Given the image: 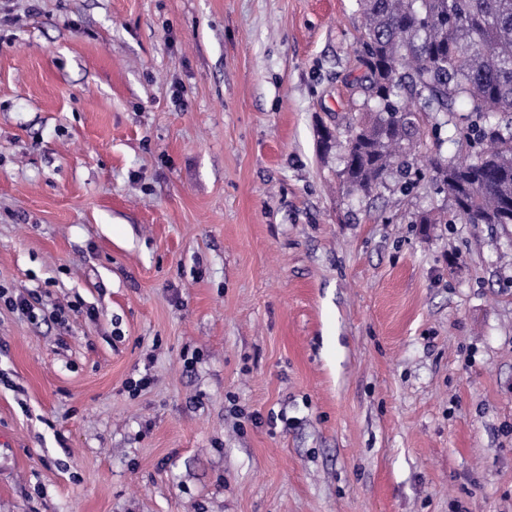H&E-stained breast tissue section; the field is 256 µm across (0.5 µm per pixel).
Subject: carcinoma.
<instances>
[{"label": "carcinoma", "instance_id": "carcinoma-1", "mask_svg": "<svg viewBox=\"0 0 512 512\" xmlns=\"http://www.w3.org/2000/svg\"><path fill=\"white\" fill-rule=\"evenodd\" d=\"M363 19L353 62L369 118L344 146L345 182L371 192L408 168L418 113L455 116L490 149L437 162L436 180L462 224H512V0H358Z\"/></svg>", "mask_w": 512, "mask_h": 512}]
</instances>
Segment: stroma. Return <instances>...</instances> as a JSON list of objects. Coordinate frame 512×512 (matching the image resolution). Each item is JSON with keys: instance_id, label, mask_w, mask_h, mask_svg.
Masks as SVG:
<instances>
[{"instance_id": "obj_1", "label": "stroma", "mask_w": 512, "mask_h": 512, "mask_svg": "<svg viewBox=\"0 0 512 512\" xmlns=\"http://www.w3.org/2000/svg\"><path fill=\"white\" fill-rule=\"evenodd\" d=\"M358 24L0 0V512H512V224L428 223L435 112L349 190Z\"/></svg>"}]
</instances>
